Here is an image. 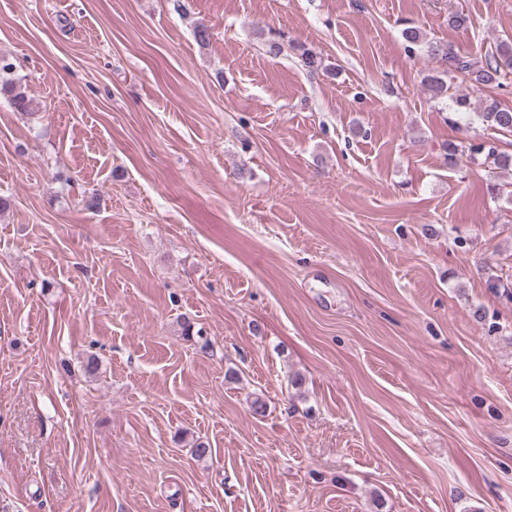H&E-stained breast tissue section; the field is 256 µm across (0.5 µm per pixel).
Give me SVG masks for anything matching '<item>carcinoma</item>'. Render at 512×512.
<instances>
[{"label":"carcinoma","instance_id":"1","mask_svg":"<svg viewBox=\"0 0 512 512\" xmlns=\"http://www.w3.org/2000/svg\"><path fill=\"white\" fill-rule=\"evenodd\" d=\"M407 50L424 49L427 56L440 63L441 69L427 75L424 87L434 100L450 99L448 124L457 123L456 116L470 107V98L465 95L448 96V81L462 77L477 91L491 87H501L512 80V42L501 41L482 57H470L456 51L450 44L429 42L419 27L407 23L402 30ZM267 53L276 57L285 49L295 51L299 64L311 74L325 70L324 60L314 51L303 45L285 41L279 32H271L265 40ZM0 94H5L13 107L19 112L33 109V100L25 89L16 82L0 77ZM474 117L485 127L503 137H512V107L503 106L497 100L485 102L483 110L474 113ZM469 152L472 158L482 157L483 164L493 170L512 171V151L504 150L488 142H471L464 147L452 141L444 146V159L448 165L457 164L458 155Z\"/></svg>","mask_w":512,"mask_h":512}]
</instances>
